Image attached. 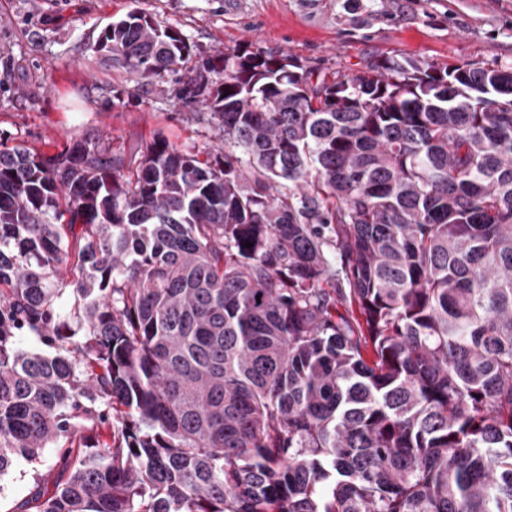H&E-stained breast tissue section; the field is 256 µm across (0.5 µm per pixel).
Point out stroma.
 <instances>
[{
	"label": "stroma",
	"mask_w": 512,
	"mask_h": 512,
	"mask_svg": "<svg viewBox=\"0 0 512 512\" xmlns=\"http://www.w3.org/2000/svg\"><path fill=\"white\" fill-rule=\"evenodd\" d=\"M180 30L197 60L238 47L290 54L327 72L392 55L512 67V0H0V143L54 152L85 137L118 144L164 135L201 152L224 132L185 104L174 76L108 74L90 46L133 8ZM62 450L0 475V512L52 487Z\"/></svg>",
	"instance_id": "1"
}]
</instances>
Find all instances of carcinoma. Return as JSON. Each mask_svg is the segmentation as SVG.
<instances>
[{
  "mask_svg": "<svg viewBox=\"0 0 512 512\" xmlns=\"http://www.w3.org/2000/svg\"><path fill=\"white\" fill-rule=\"evenodd\" d=\"M91 50L224 147L0 149V475L64 441L37 512H512V68L194 63L136 8Z\"/></svg>",
  "mask_w": 512,
  "mask_h": 512,
  "instance_id": "1",
  "label": "carcinoma"
}]
</instances>
